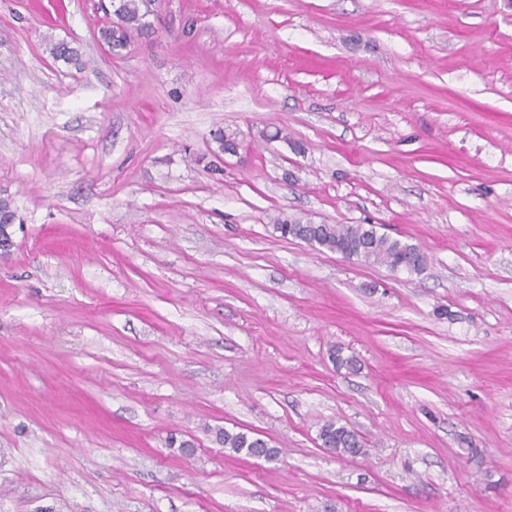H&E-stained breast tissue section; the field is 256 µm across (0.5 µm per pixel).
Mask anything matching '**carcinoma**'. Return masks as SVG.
I'll return each instance as SVG.
<instances>
[{
  "instance_id": "1",
  "label": "carcinoma",
  "mask_w": 512,
  "mask_h": 512,
  "mask_svg": "<svg viewBox=\"0 0 512 512\" xmlns=\"http://www.w3.org/2000/svg\"><path fill=\"white\" fill-rule=\"evenodd\" d=\"M112 19L99 28L101 41L114 50L126 47L131 35L148 27L145 22V0H115ZM282 238L291 237L306 244L347 255L358 262L377 264L392 272L405 271L419 275L428 265V258L419 247L399 238L379 233L374 224H314L298 218H284L273 225ZM322 446L341 457H356L364 452V442L352 429L335 421L320 429ZM216 440L236 454L249 456L256 448L267 449L265 460L276 458L277 449L269 447L263 438L243 431L219 429Z\"/></svg>"
}]
</instances>
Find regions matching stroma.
Returning <instances> with one entry per match:
<instances>
[{
    "mask_svg": "<svg viewBox=\"0 0 512 512\" xmlns=\"http://www.w3.org/2000/svg\"><path fill=\"white\" fill-rule=\"evenodd\" d=\"M101 2L0 0V512H512V0ZM112 7L113 18L106 26L99 28L98 34L100 40L112 50H119L126 47L133 33L147 29L148 23L144 19L148 10L143 0H115ZM282 238L298 239L306 244L347 255L349 260L385 266L391 272L419 275L428 258L419 247L385 233L374 224H313L298 218L278 219L273 225ZM322 446L337 456L356 457L364 452V442L352 429L335 421L326 422L320 429ZM216 440L224 445V448L231 450L236 454L250 456L254 448H259L252 456L255 458H264L262 448H268L265 460H274L277 456V449L271 448L269 443L256 434H249L243 431H232L228 429H218L216 431Z\"/></svg>",
    "mask_w": 512,
    "mask_h": 512,
    "instance_id": "35a3bbf8",
    "label": "stroma"
}]
</instances>
